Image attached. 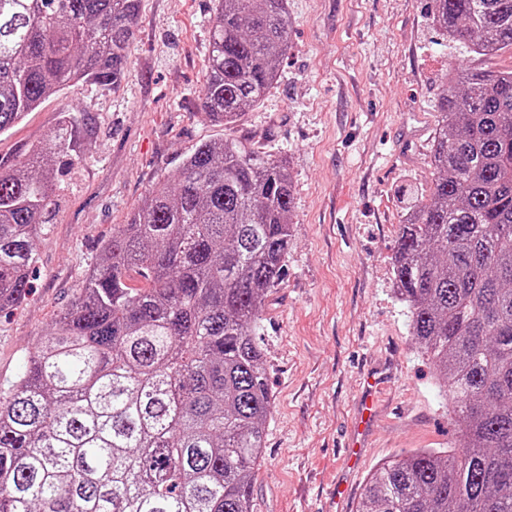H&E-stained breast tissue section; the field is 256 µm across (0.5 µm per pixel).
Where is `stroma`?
Masks as SVG:
<instances>
[{
	"label": "stroma",
	"instance_id": "stroma-1",
	"mask_svg": "<svg viewBox=\"0 0 512 512\" xmlns=\"http://www.w3.org/2000/svg\"><path fill=\"white\" fill-rule=\"evenodd\" d=\"M213 0H141L119 88L81 83L46 98L0 135V161L42 143L71 113L85 141L57 163L50 224L37 243L32 292L0 312V388L78 294L115 225L204 141L233 140L284 158L293 179L285 271L260 313L273 408L255 512H325L335 482L356 512L368 474L419 448L462 445L432 361L393 291L392 256L406 208L430 194L436 95L449 70L504 69L447 43L428 0H288L292 26L279 77L230 126L207 116ZM383 375L380 418L359 468L345 452L361 382Z\"/></svg>",
	"mask_w": 512,
	"mask_h": 512
}]
</instances>
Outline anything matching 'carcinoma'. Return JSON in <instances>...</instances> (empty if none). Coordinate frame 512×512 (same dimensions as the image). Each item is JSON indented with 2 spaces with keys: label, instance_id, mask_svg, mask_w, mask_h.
<instances>
[{
  "label": "carcinoma",
  "instance_id": "obj_1",
  "mask_svg": "<svg viewBox=\"0 0 512 512\" xmlns=\"http://www.w3.org/2000/svg\"><path fill=\"white\" fill-rule=\"evenodd\" d=\"M444 39L512 50V0H430ZM199 95L226 126L288 50V0H214ZM140 0H0V134L78 83L118 86ZM428 198L392 258L460 451L378 467L358 512H512V68L442 81ZM71 116L0 162V311L30 292ZM286 160L205 142L112 230L80 292L0 390V512H253L272 395L255 336L292 237Z\"/></svg>",
  "mask_w": 512,
  "mask_h": 512
}]
</instances>
